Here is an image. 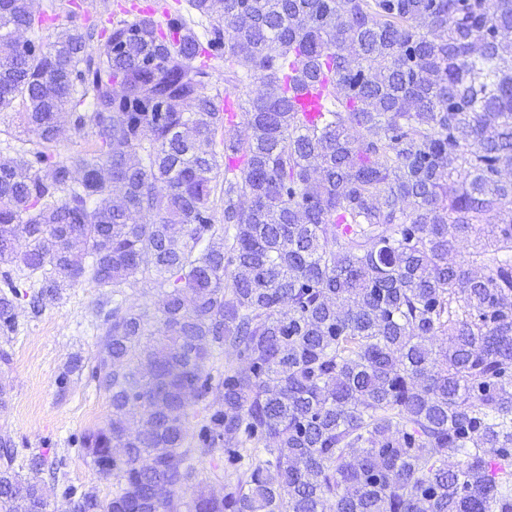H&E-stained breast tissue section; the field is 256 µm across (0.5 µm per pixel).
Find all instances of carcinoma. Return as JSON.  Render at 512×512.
Returning <instances> with one entry per match:
<instances>
[{
    "instance_id": "1",
    "label": "carcinoma",
    "mask_w": 512,
    "mask_h": 512,
    "mask_svg": "<svg viewBox=\"0 0 512 512\" xmlns=\"http://www.w3.org/2000/svg\"><path fill=\"white\" fill-rule=\"evenodd\" d=\"M188 3L224 24L226 81L260 85L233 122L185 20L24 44L43 16L0 0V112L24 108L0 267L41 277L35 310L85 276L112 290L93 370L112 415L82 447L117 486L69 512H512V0ZM322 79L308 125L288 88ZM66 114L100 139L70 161ZM141 280L151 307L127 304ZM218 349L247 366L214 385ZM189 389L220 400L197 433ZM220 449L224 492L184 501ZM16 461L0 436V512H47ZM126 294L129 303L152 306L157 300L158 288L151 281L141 280L133 288L126 289Z\"/></svg>"
}]
</instances>
